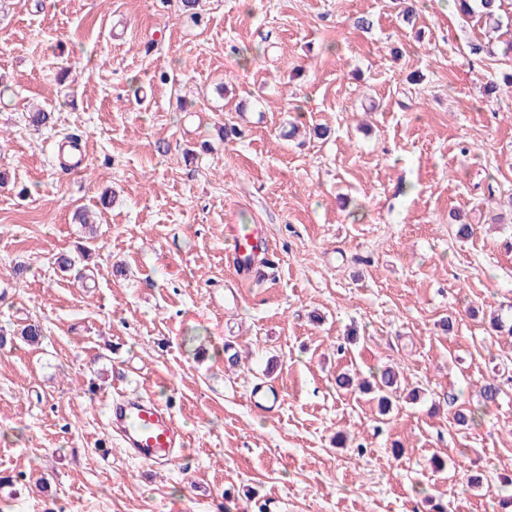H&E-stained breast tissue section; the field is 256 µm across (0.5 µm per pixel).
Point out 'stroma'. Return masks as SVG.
I'll list each match as a JSON object with an SVG mask.
<instances>
[{
	"label": "stroma",
	"instance_id": "obj_1",
	"mask_svg": "<svg viewBox=\"0 0 512 512\" xmlns=\"http://www.w3.org/2000/svg\"><path fill=\"white\" fill-rule=\"evenodd\" d=\"M412 2L409 25L400 0H198L195 21L179 0H0V512H500L512 0L495 30ZM240 222L270 241L264 281L225 259ZM35 320L41 344L12 338ZM388 365L389 413L335 385ZM265 378L268 415L246 402ZM118 387L172 397L183 459L111 439ZM281 391L271 383L255 384L246 394V401L252 408L271 412L281 404Z\"/></svg>",
	"mask_w": 512,
	"mask_h": 512
}]
</instances>
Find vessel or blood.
<instances>
[{"mask_svg": "<svg viewBox=\"0 0 512 512\" xmlns=\"http://www.w3.org/2000/svg\"><path fill=\"white\" fill-rule=\"evenodd\" d=\"M225 237L230 243L226 258L240 278H248L262 264V255L270 248L262 227L257 224H229ZM282 399L280 389L271 383L254 385L246 394L252 408L274 410ZM112 431L124 446L143 462H169L175 449L185 447L182 431L171 406L141 397L126 395L109 403Z\"/></svg>", "mask_w": 512, "mask_h": 512, "instance_id": "vessel-or-blood-1", "label": "vessel or blood"}]
</instances>
